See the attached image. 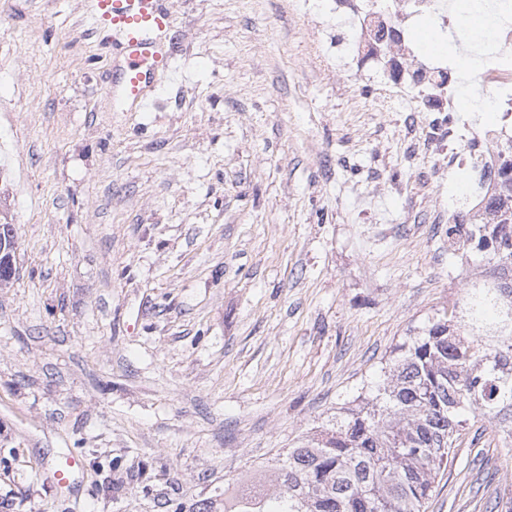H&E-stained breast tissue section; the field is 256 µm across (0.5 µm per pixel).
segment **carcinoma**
Returning a JSON list of instances; mask_svg holds the SVG:
<instances>
[{
	"label": "carcinoma",
	"mask_w": 512,
	"mask_h": 512,
	"mask_svg": "<svg viewBox=\"0 0 512 512\" xmlns=\"http://www.w3.org/2000/svg\"><path fill=\"white\" fill-rule=\"evenodd\" d=\"M495 224L448 227L450 248L478 263L448 312L396 346L389 377L320 438L276 457L265 477L224 484V512H425L455 458L466 412L512 440V211Z\"/></svg>",
	"instance_id": "obj_1"
}]
</instances>
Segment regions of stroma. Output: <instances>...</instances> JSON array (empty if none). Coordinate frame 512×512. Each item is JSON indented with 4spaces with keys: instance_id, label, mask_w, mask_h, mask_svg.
I'll list each match as a JSON object with an SVG mask.
<instances>
[{
    "instance_id": "stroma-1",
    "label": "stroma",
    "mask_w": 512,
    "mask_h": 512,
    "mask_svg": "<svg viewBox=\"0 0 512 512\" xmlns=\"http://www.w3.org/2000/svg\"><path fill=\"white\" fill-rule=\"evenodd\" d=\"M174 74L107 90L86 0H0V512H223L224 482L331 429L451 308L448 181L468 140L351 78L300 0H169ZM69 492L49 476L68 452ZM512 493L472 417L426 512Z\"/></svg>"
}]
</instances>
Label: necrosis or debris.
<instances>
[{
  "mask_svg": "<svg viewBox=\"0 0 512 512\" xmlns=\"http://www.w3.org/2000/svg\"><path fill=\"white\" fill-rule=\"evenodd\" d=\"M329 14L345 28L343 52L357 69L376 66L389 84L409 89L407 111H450L442 137L453 142L468 136L482 146L475 198L468 209L450 211L448 221L488 222L483 201L499 194L496 173L511 156L507 148L512 145V12L500 10L494 49L484 55L471 88L476 111L498 113V120L490 124L455 112L454 101L462 88L452 81L446 60L419 57L412 51L410 26L417 19H428L443 31L453 30L454 15L445 10L443 0H331Z\"/></svg>",
  "mask_w": 512,
  "mask_h": 512,
  "instance_id": "4bbe7bcc",
  "label": "necrosis or debris"
}]
</instances>
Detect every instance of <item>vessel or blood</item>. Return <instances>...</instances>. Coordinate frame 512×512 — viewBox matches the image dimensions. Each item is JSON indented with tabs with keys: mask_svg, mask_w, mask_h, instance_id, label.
<instances>
[{
	"mask_svg": "<svg viewBox=\"0 0 512 512\" xmlns=\"http://www.w3.org/2000/svg\"><path fill=\"white\" fill-rule=\"evenodd\" d=\"M95 30L109 34V46L122 59L117 91L128 111H141L157 77L170 71L167 37L173 15L165 0H88ZM84 467L79 454L66 455L51 476L59 489H70Z\"/></svg>",
	"mask_w": 512,
	"mask_h": 512,
	"instance_id": "b4317fda",
	"label": "vessel or blood"
}]
</instances>
